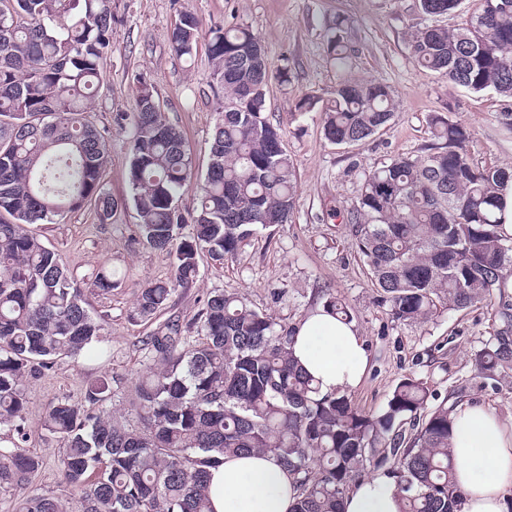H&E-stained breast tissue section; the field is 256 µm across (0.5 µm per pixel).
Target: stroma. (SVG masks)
<instances>
[{"label": "stroma", "mask_w": 512, "mask_h": 512, "mask_svg": "<svg viewBox=\"0 0 512 512\" xmlns=\"http://www.w3.org/2000/svg\"><path fill=\"white\" fill-rule=\"evenodd\" d=\"M112 9V51L88 107L107 140L103 180L119 202L118 211L104 221L88 206L35 227L85 283H92L100 269L114 271L111 293L91 298L92 314L104 320L110 355L66 358L25 380L24 447L40 457L42 468L29 483L0 490V512H12L17 502L41 494L75 506L78 492L58 470L61 443L42 427L47 405L61 397L81 401L87 381L106 372L115 379L112 404L121 407L133 380L147 371L146 338L170 321L197 326L208 296L216 293L240 294L251 307L290 325L329 297L342 300L365 339L367 372L349 393L364 410L382 409L401 380L418 378L429 388L430 405L489 407L511 420L512 377L486 379L474 369L477 352L499 324L493 304L445 310L420 324L394 322L352 245L347 219L363 172L399 156H423L431 141L432 113L448 114L469 129L467 151L474 163L512 167V131L499 122L500 113L512 111V98L466 91L416 62L408 35L421 19L419 0H112ZM184 10L197 18L201 41H208L216 27L243 24L259 37L271 70L287 69V81L273 78L266 86V115L279 126L293 163L296 204L288 223L258 230L234 257L219 264L201 256L196 282L175 289L163 312L143 319L134 314L137 294L147 284L170 280L173 258L140 235L129 176L130 131L113 126L112 116L133 112L138 80L150 85L191 153L196 177L181 206L195 208L224 89L205 49H198L191 62L172 50L170 33ZM340 17L350 52L344 72L326 41ZM345 76L383 82L398 104L390 124L354 145L325 138L320 107L306 114L296 108L304 98L327 103Z\"/></svg>", "instance_id": "1"}]
</instances>
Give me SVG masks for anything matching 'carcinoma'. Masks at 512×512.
<instances>
[{
  "label": "carcinoma",
  "instance_id": "carcinoma-1",
  "mask_svg": "<svg viewBox=\"0 0 512 512\" xmlns=\"http://www.w3.org/2000/svg\"><path fill=\"white\" fill-rule=\"evenodd\" d=\"M461 0H420L422 13L455 12ZM112 0H0V428L21 433L24 380L57 360L104 358L103 322L80 281L28 224H51L94 205L109 219L102 186L105 136L86 118L112 36ZM198 23L180 13L175 53H197ZM243 25L217 27L206 47L224 103L195 210L178 202L194 172L184 137L152 90L137 81L130 182L145 241L174 251V277L140 289L135 311L150 318L175 287L199 274L203 252L232 257L257 228L286 224L295 207V171L279 128L265 116L267 59ZM423 67L473 92L512 97V0H481L453 31L421 22L410 36ZM328 50L341 67L340 37ZM389 86L346 80L325 107V138L361 142L395 117ZM424 158L400 157L364 174L350 214L354 244L393 321L424 322L441 310L498 301L499 328L475 367L487 379L512 371V237L504 235L498 191L512 169L470 162V132L450 116L429 120ZM192 232L179 235L180 226ZM197 335L167 324L146 343L151 361L132 387L127 411H112L113 378L87 382L84 401L56 400L42 428L63 442L59 471L80 490L67 510L56 498L23 499L15 512H209V469L243 452L266 454L296 479L293 512H340L350 484L376 456L391 463L401 512H462L453 480V407L427 408L426 383L406 378L384 408L366 412L345 393L322 394L292 353L293 331L236 294L207 298ZM410 430H403L406 420ZM38 457L14 441L0 448V489L29 480Z\"/></svg>",
  "mask_w": 512,
  "mask_h": 512
}]
</instances>
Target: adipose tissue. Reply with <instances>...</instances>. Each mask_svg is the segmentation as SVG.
Returning a JSON list of instances; mask_svg holds the SVG:
<instances>
[{"instance_id": "adipose-tissue-1", "label": "adipose tissue", "mask_w": 512, "mask_h": 512, "mask_svg": "<svg viewBox=\"0 0 512 512\" xmlns=\"http://www.w3.org/2000/svg\"><path fill=\"white\" fill-rule=\"evenodd\" d=\"M293 355L321 393L356 389L366 372L365 341L354 323L319 306L293 328ZM452 453L463 512H504L512 496V422L483 407L456 405ZM211 512H292L296 482L272 457L251 453L211 469ZM341 512H399L392 478L378 473L353 483Z\"/></svg>"}]
</instances>
